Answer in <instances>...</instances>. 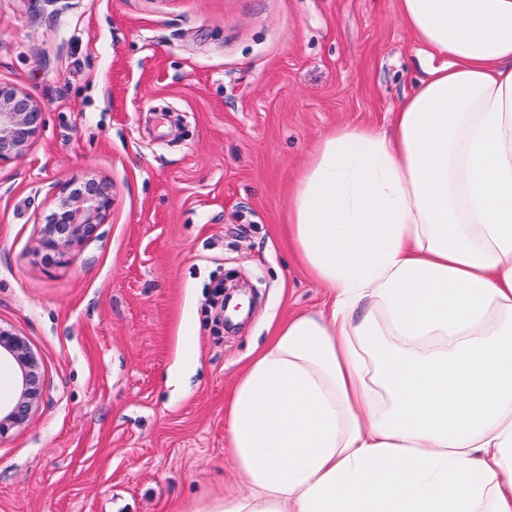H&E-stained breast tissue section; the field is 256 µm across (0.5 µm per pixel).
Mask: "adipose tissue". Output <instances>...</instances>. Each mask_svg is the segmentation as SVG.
Segmentation results:
<instances>
[{"instance_id":"obj_1","label":"adipose tissue","mask_w":512,"mask_h":512,"mask_svg":"<svg viewBox=\"0 0 512 512\" xmlns=\"http://www.w3.org/2000/svg\"><path fill=\"white\" fill-rule=\"evenodd\" d=\"M442 63L289 199L296 313L224 409L243 487L191 512H512V0H397Z\"/></svg>"}]
</instances>
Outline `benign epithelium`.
Wrapping results in <instances>:
<instances>
[{"label": "benign epithelium", "instance_id": "benign-epithelium-1", "mask_svg": "<svg viewBox=\"0 0 512 512\" xmlns=\"http://www.w3.org/2000/svg\"><path fill=\"white\" fill-rule=\"evenodd\" d=\"M42 112L31 96L11 85L0 84V164L21 157L41 126ZM112 193L105 182L93 178L58 199L46 216L38 245L58 257L85 241L105 222ZM17 365V398L0 405V440L24 426L41 396L39 365L27 343L0 327V358Z\"/></svg>", "mask_w": 512, "mask_h": 512}]
</instances>
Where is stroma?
I'll return each mask as SVG.
<instances>
[{"instance_id":"obj_1","label":"stroma","mask_w":512,"mask_h":512,"mask_svg":"<svg viewBox=\"0 0 512 512\" xmlns=\"http://www.w3.org/2000/svg\"><path fill=\"white\" fill-rule=\"evenodd\" d=\"M397 0H0V82L43 124L0 165V325L42 377L0 440V512H186L236 492L224 407L291 314L328 310L288 239L319 140L390 124L423 72ZM110 184L104 224L39 250L53 196ZM230 279L235 329L208 300Z\"/></svg>"}]
</instances>
